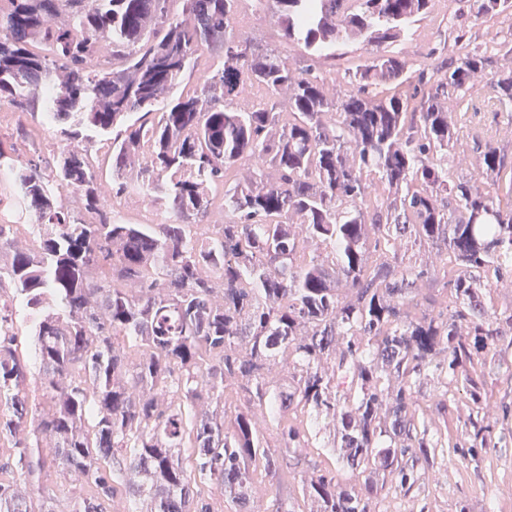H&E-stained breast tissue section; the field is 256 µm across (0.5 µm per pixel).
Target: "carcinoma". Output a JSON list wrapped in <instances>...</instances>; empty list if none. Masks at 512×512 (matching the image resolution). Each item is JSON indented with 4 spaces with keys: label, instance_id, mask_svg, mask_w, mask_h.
Segmentation results:
<instances>
[{
    "label": "carcinoma",
    "instance_id": "1",
    "mask_svg": "<svg viewBox=\"0 0 512 512\" xmlns=\"http://www.w3.org/2000/svg\"><path fill=\"white\" fill-rule=\"evenodd\" d=\"M7 2L0 102L55 131L47 152L22 121L0 140V205L17 187L30 218L0 222V447L21 474L54 449L62 478L92 489L69 512H114L115 471L140 512H216L200 483L224 512H384L448 450L478 461L493 441L486 351L512 350V301L491 299L512 284V157L461 137L448 98L484 81L510 104L512 69L463 33L448 65L382 49L435 0H259L310 59L373 47L337 97L321 69L240 32V0H182L178 15L170 0ZM510 10L477 0L475 20ZM204 51L219 66L177 91ZM249 88L268 103L242 106ZM457 153L477 172L448 166ZM104 184L164 222L117 218ZM261 474L305 508H263ZM0 512L58 510L0 482ZM17 323H18V327H19V334H21L19 336V340L21 342L20 348L22 350L23 355L29 359V363H30V367H31V377H30L31 385L29 387L31 390H33L34 388L37 389L38 383L34 382L35 381L34 378H37V375L39 373L40 361L38 359H36V357H35L34 346L31 344V342L29 340V336H26L29 324L23 320L22 315H19L17 317Z\"/></svg>",
    "mask_w": 512,
    "mask_h": 512
}]
</instances>
